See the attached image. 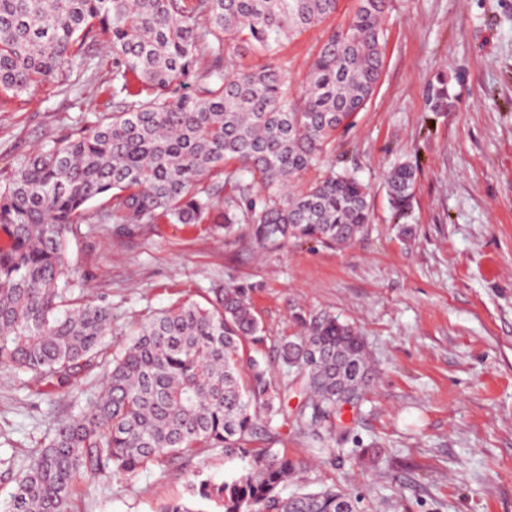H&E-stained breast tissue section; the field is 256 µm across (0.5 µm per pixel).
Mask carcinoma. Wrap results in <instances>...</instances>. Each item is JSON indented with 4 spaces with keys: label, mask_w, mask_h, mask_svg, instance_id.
Here are the masks:
<instances>
[{
    "label": "carcinoma",
    "mask_w": 512,
    "mask_h": 512,
    "mask_svg": "<svg viewBox=\"0 0 512 512\" xmlns=\"http://www.w3.org/2000/svg\"><path fill=\"white\" fill-rule=\"evenodd\" d=\"M338 0H0V111L12 99L93 70L86 45L112 48V112L22 161L0 185V368L30 374L35 388L69 387L106 367L102 393L59 424L19 476L3 512H70L80 483L133 477L205 448L245 462L194 495L218 512H360V498L334 487L284 496L297 467L246 441L284 415L285 393L248 350L259 321L241 287L213 290L209 305L183 303L142 324L103 357L112 307L68 299L65 247L88 205L96 221L129 231L140 224H222L242 217L224 205V185L247 176L252 238L266 246L316 240L352 243L369 223L364 184L332 172L305 189L296 179L319 166L380 80L388 0H360L310 62L301 91L288 94L285 42L318 27ZM258 55L263 62L247 66ZM433 112L447 88L431 89ZM235 169L226 171V164ZM406 163L387 177L401 215L415 188ZM298 369L315 426L336 428L345 399L371 370L366 344L333 316L282 344Z\"/></svg>",
    "instance_id": "carcinoma-1"
}]
</instances>
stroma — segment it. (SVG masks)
<instances>
[{
	"instance_id": "1",
	"label": "stroma",
	"mask_w": 512,
	"mask_h": 512,
	"mask_svg": "<svg viewBox=\"0 0 512 512\" xmlns=\"http://www.w3.org/2000/svg\"><path fill=\"white\" fill-rule=\"evenodd\" d=\"M359 0H339L317 28L286 43L288 89L297 92L322 41L347 26ZM384 69L353 123L336 135L311 183L355 173L371 220L353 243L255 244L247 225L143 224L131 233L90 221L70 234L74 296L112 306L107 352L159 310L205 303L210 288H246L260 324L259 357L277 385L291 374L281 343L304 321L330 314L363 336L374 369L364 395L335 431L315 436L293 414L249 448H273L297 464L309 489L333 485L362 512H512V0H390ZM92 80L51 83L0 112V182L39 148L106 112L112 69L93 46ZM449 107L428 109L432 86ZM416 171L414 198L395 218L386 175ZM104 383L96 368L65 390L36 393L0 368V499L56 424L79 413ZM243 466L207 448L136 477L77 485L71 512H164L189 501L191 482L224 481Z\"/></svg>"
}]
</instances>
